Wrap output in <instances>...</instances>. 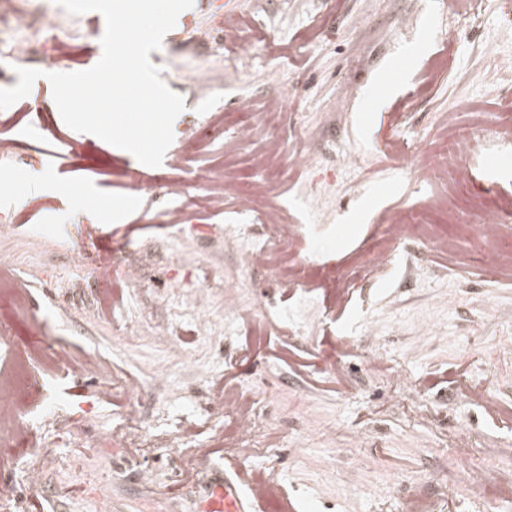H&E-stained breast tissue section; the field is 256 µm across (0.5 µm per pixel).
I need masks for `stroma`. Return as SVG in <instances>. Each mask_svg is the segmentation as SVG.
I'll list each match as a JSON object with an SVG mask.
<instances>
[{"label":"stroma","instance_id":"stroma-1","mask_svg":"<svg viewBox=\"0 0 512 512\" xmlns=\"http://www.w3.org/2000/svg\"><path fill=\"white\" fill-rule=\"evenodd\" d=\"M501 0H194L150 60L185 100L161 166L140 172L129 152L63 121L51 84L22 100L10 165L0 164V372L43 446L36 460L0 451L10 512H194L204 468L271 484L256 512H476L473 487L512 501V243L480 250L463 233L488 213L512 214V144L490 121L512 96L498 61ZM251 55L226 68L234 43ZM223 73L204 95L199 74ZM282 156L306 148L315 172L282 164L271 200L241 211L260 146L231 142L241 103ZM476 133L460 175L418 180L413 168L441 158L448 130ZM361 155L356 180L338 175L347 149ZM237 171L224 207L198 206L192 185L207 168ZM321 181L313 209L307 185ZM185 186L173 195L176 186ZM300 225L274 257L306 287L282 293L261 267L241 274L225 225L259 224L268 204ZM183 211L179 235L167 224ZM439 225L446 252L407 270L402 250L366 278L352 271L388 247L385 223ZM501 265L485 285L490 254ZM142 274L121 285L124 268ZM240 307L224 315L225 281ZM111 309H103L105 298ZM207 308L197 324L188 309ZM295 309L294 341L283 310ZM448 327L419 336L422 314ZM137 323L130 346L124 327ZM496 338L476 345L473 334ZM94 354L112 371L76 373L52 350ZM405 374L393 385L392 372ZM258 400L267 445L258 457L226 447L228 418L214 398ZM191 424L196 437H169ZM466 446L467 460L456 448ZM38 480L26 476L30 466Z\"/></svg>","mask_w":512,"mask_h":512}]
</instances>
